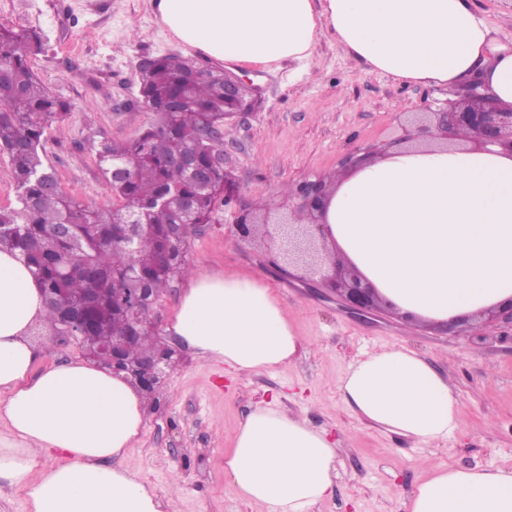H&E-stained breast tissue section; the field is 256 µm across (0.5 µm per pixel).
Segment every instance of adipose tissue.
I'll return each instance as SVG.
<instances>
[{"instance_id": "1", "label": "adipose tissue", "mask_w": 512, "mask_h": 512, "mask_svg": "<svg viewBox=\"0 0 512 512\" xmlns=\"http://www.w3.org/2000/svg\"><path fill=\"white\" fill-rule=\"evenodd\" d=\"M188 48L244 65L309 61L324 29L370 70L456 86L480 79L512 108V45L496 41L471 0H156ZM320 235L400 311L445 323L512 303V156L499 147L408 146L338 176ZM38 279L0 251V488L27 512H162L155 490L115 459L134 447L146 412L122 377L77 359L36 369ZM201 359L238 373L289 363L300 337L272 289L244 273L190 276L168 327ZM359 419L406 438H447L459 423L447 380L399 346L352 363L338 383ZM338 443L270 404L241 423L224 457L237 498L269 512H310L332 491ZM55 466L38 469L40 456ZM406 512H512V470L444 466Z\"/></svg>"}]
</instances>
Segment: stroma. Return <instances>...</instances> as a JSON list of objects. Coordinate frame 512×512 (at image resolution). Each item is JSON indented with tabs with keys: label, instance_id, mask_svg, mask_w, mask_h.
Segmentation results:
<instances>
[{
	"label": "stroma",
	"instance_id": "stroma-1",
	"mask_svg": "<svg viewBox=\"0 0 512 512\" xmlns=\"http://www.w3.org/2000/svg\"><path fill=\"white\" fill-rule=\"evenodd\" d=\"M42 32L45 51L32 58L41 81L70 105L64 121L44 137L45 161L62 189L86 204L116 201L101 178L87 139L137 137L154 114L138 101L136 65L145 57L174 56L246 79L261 99L247 119L226 121L224 143L240 185V203L257 218L295 212L286 190L305 180L333 177L347 154L386 148L427 107L444 105L445 86L403 84L351 58L325 30L311 73L297 63L262 69L221 62L178 43L151 0H0V23ZM238 208L192 236V271H246L274 289L302 345L291 363L259 374H236L179 348L175 364L146 402L141 443L117 464L138 473L169 512H267L236 498L224 483V455L243 418L265 402L301 415L339 440L332 496L312 512H405L430 471L512 468V342L494 322L446 333L430 322L405 324L377 315L364 324L342 310L331 291L307 288V276L286 277L268 263L263 233L240 240ZM404 345L447 379L458 398L459 427L448 439L422 443L358 420L342 403L338 381L367 354Z\"/></svg>",
	"mask_w": 512,
	"mask_h": 512
}]
</instances>
